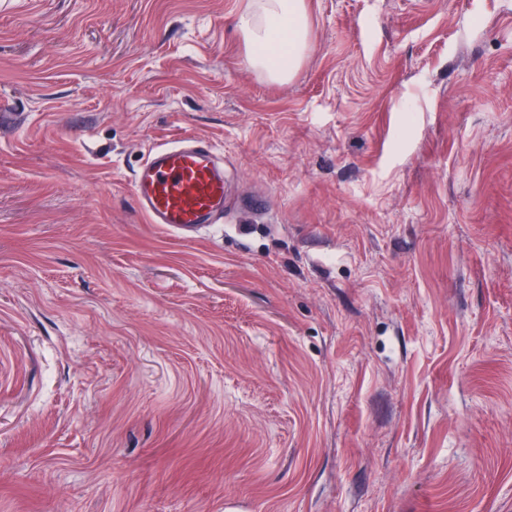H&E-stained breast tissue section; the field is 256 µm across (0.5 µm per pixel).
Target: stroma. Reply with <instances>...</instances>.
Masks as SVG:
<instances>
[{
	"mask_svg": "<svg viewBox=\"0 0 512 512\" xmlns=\"http://www.w3.org/2000/svg\"><path fill=\"white\" fill-rule=\"evenodd\" d=\"M251 2L0 0V512H512V0ZM237 18L247 62L277 81L290 79L310 49L304 0H261ZM133 190L150 224L187 233L224 222V172L206 138L189 136L151 149L134 175Z\"/></svg>",
	"mask_w": 512,
	"mask_h": 512,
	"instance_id": "stroma-1",
	"label": "stroma"
}]
</instances>
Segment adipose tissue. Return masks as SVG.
<instances>
[{"mask_svg": "<svg viewBox=\"0 0 512 512\" xmlns=\"http://www.w3.org/2000/svg\"><path fill=\"white\" fill-rule=\"evenodd\" d=\"M236 29L249 65L277 81L290 79L310 48L304 0H260L239 15Z\"/></svg>", "mask_w": 512, "mask_h": 512, "instance_id": "1", "label": "adipose tissue"}]
</instances>
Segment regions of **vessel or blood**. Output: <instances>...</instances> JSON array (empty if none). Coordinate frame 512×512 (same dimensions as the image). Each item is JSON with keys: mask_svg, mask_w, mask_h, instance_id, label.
<instances>
[{"mask_svg": "<svg viewBox=\"0 0 512 512\" xmlns=\"http://www.w3.org/2000/svg\"><path fill=\"white\" fill-rule=\"evenodd\" d=\"M133 190L151 224L187 233L224 219V174L210 141L200 136L151 149L134 175Z\"/></svg>", "mask_w": 512, "mask_h": 512, "instance_id": "b4317fda", "label": "vessel or blood"}]
</instances>
